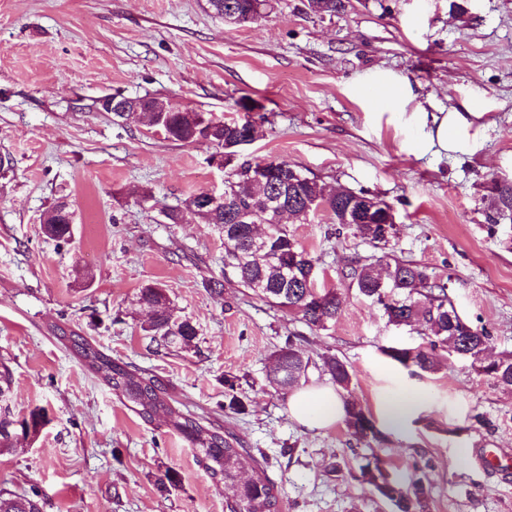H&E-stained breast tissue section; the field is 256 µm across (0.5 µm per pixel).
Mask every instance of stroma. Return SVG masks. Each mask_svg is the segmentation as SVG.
I'll return each instance as SVG.
<instances>
[{
    "label": "stroma",
    "mask_w": 512,
    "mask_h": 512,
    "mask_svg": "<svg viewBox=\"0 0 512 512\" xmlns=\"http://www.w3.org/2000/svg\"><path fill=\"white\" fill-rule=\"evenodd\" d=\"M378 68L408 80L428 111L479 102L480 149L417 148L414 131L350 90ZM116 92L224 121L243 118L246 100L263 121L239 160H285L393 207L397 235L383 250L323 211L290 225L319 257V283L341 293L328 330L250 290H208L225 277L223 233L165 214L198 191L222 192L224 171L207 145L96 110ZM494 179L512 181V0H349L322 18L303 0H273L246 27L208 0H0V360L13 371V413L40 407L49 418L35 440L0 452V489H37L43 512H224V487L190 443L124 406L54 337L58 324L157 375L174 406L233 433L281 487L283 512H393L356 476L369 452L402 482L414 460H430V512H512V390L454 356L434 373L391 361L383 348L424 344L425 331L389 325L342 276L386 251L426 266L447 281L459 315L488 329L486 358L512 352V219L486 220ZM60 201L75 212L63 244L41 224ZM148 283L196 323L197 352L158 353L142 335ZM291 334L311 359L300 387L330 385L332 356L368 410L388 390L418 392L421 408L368 447L341 421L306 429L267 378ZM228 377L242 412L227 406ZM168 468L181 481L163 493Z\"/></svg>",
    "instance_id": "obj_1"
}]
</instances>
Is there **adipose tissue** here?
<instances>
[{"label": "adipose tissue", "instance_id": "ef3b65f1", "mask_svg": "<svg viewBox=\"0 0 512 512\" xmlns=\"http://www.w3.org/2000/svg\"><path fill=\"white\" fill-rule=\"evenodd\" d=\"M354 92L371 101L378 111L399 115L407 126L417 131L419 146L471 154L481 145L479 112L470 107L463 111L455 108L428 111L418 102L411 84L390 72L371 73L355 86ZM289 409L310 430L333 426L344 417L342 399L329 387L302 389L291 399Z\"/></svg>", "mask_w": 512, "mask_h": 512}]
</instances>
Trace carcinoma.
Wrapping results in <instances>:
<instances>
[{
  "instance_id": "obj_1",
  "label": "carcinoma",
  "mask_w": 512,
  "mask_h": 512,
  "mask_svg": "<svg viewBox=\"0 0 512 512\" xmlns=\"http://www.w3.org/2000/svg\"><path fill=\"white\" fill-rule=\"evenodd\" d=\"M209 2L216 14L224 18L239 15L249 25L263 19L271 7L270 0ZM345 7L346 0H307L306 4L310 13L320 16L334 15ZM241 107L248 115L240 120L208 118L207 133L194 131L186 112L156 115L167 138L182 143H206L224 154V191L217 195V204L203 212L193 210L191 203L205 194L202 190L185 201L184 209H173L166 218L177 224L187 212L202 224L223 229L224 268L233 273L239 285L274 306L297 313L308 328L325 330L342 308L337 289L315 286L318 259L297 242L288 226L279 221L277 213L270 210L266 202L280 200L300 222L322 207L330 212L332 223L352 227L355 234L375 247L386 246L395 237L396 225L388 224V229H383L392 206L371 196L372 212L368 222L358 223L351 217V212L359 206V196L355 192H328L315 179L285 160L268 161L270 165H288L277 180L256 183L251 178L250 169L260 163L236 162L237 144L245 135L256 132L255 121L249 116L252 108L244 103ZM156 116L151 112L143 113L149 121ZM487 199L489 222L496 224L498 218L512 215V181H492ZM59 208L56 204L49 209L43 228L48 237L65 242L71 237L72 218L67 213H57ZM385 258L386 278H381L375 264L359 261L350 267L347 277L360 295L382 307L388 321L406 325L416 323L428 330L429 336L425 345L390 346L383 348L382 353L405 368L434 372L440 354L448 352L471 360L497 385L512 388V355L489 361L483 357L489 333L485 328L469 323L464 327L460 325L458 312L448 300L447 283L433 280L426 268L417 263L389 253ZM139 303L149 313L141 330L157 345L186 352L195 347L196 325L187 317L175 316L162 286L155 283L140 288ZM58 339L88 371L112 388L122 404L146 421L164 416L166 427L191 444L197 462L211 479L231 491V495L225 497L224 512H282V490L268 478L255 458L240 447L233 434L219 425L204 426L196 418L176 409L169 402L160 379L144 376L130 365L112 359L80 333L60 328ZM308 365L302 351L290 340L272 355L268 377L285 397L305 376ZM324 366L339 389H349L352 377L346 364L335 357H326ZM11 392L12 371L0 361V450L15 448L22 440L36 438L47 422V414L42 408L14 416L9 404ZM343 402L344 422L350 433L368 444L381 441L382 433L364 408L349 397L343 398ZM428 465L424 459L415 461L408 482L400 484L389 479L383 460L374 455L359 467V478L389 501L395 512H429L431 491L420 476ZM244 469L251 470L252 481L241 488L238 476ZM0 512H41L39 494L35 490L29 494L0 490Z\"/></svg>"
}]
</instances>
